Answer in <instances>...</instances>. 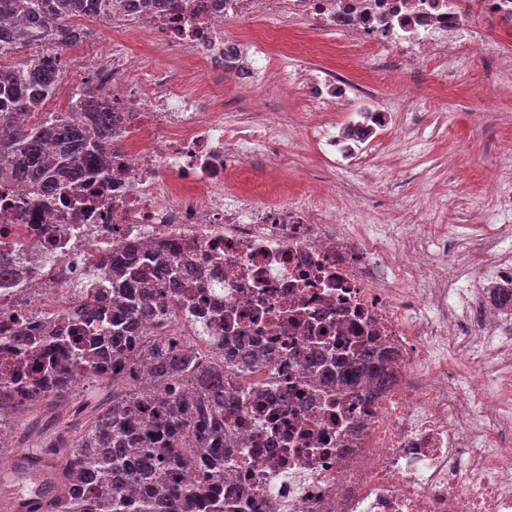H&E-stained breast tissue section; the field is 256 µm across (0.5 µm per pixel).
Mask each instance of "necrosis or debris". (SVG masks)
Masks as SVG:
<instances>
[{
	"mask_svg": "<svg viewBox=\"0 0 512 512\" xmlns=\"http://www.w3.org/2000/svg\"><path fill=\"white\" fill-rule=\"evenodd\" d=\"M158 15L110 19L114 34L145 31L196 77L231 78L250 92L280 69L279 30L242 42L226 27L253 14L296 19L347 37L363 53L379 45L407 66H435L453 86L474 52L495 59L512 88V62L486 22L512 35V0H177ZM117 114L107 180L55 204L12 180L0 183V328L33 329L73 313L81 297L112 294L100 261L161 251L192 256L182 302L143 315L139 333L224 364V389L240 399L226 420L224 497L233 512H512V316L496 298L467 295L460 281L512 288V256L495 240L458 233L447 265L386 221L353 224L335 200L252 184L224 192L228 171L248 174L257 155L303 139L331 169L385 165L377 137L400 115L364 82L329 67L297 71L294 86L318 116L303 129L258 135L225 124L210 93H187L185 75L140 78L134 52L75 55ZM359 103L350 143L327 132L328 111ZM276 194L261 206L256 198ZM459 346L463 362L441 348ZM254 364L245 368L242 356ZM387 359L396 382L382 394L358 367Z\"/></svg>",
	"mask_w": 512,
	"mask_h": 512,
	"instance_id": "4bbe7bcc",
	"label": "necrosis or debris"
}]
</instances>
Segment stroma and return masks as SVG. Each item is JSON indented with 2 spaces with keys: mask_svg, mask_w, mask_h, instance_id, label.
I'll return each mask as SVG.
<instances>
[{
  "mask_svg": "<svg viewBox=\"0 0 512 512\" xmlns=\"http://www.w3.org/2000/svg\"><path fill=\"white\" fill-rule=\"evenodd\" d=\"M323 49L304 54L302 67L328 66L350 80L377 70L371 87L385 101L403 105L418 124L415 130L400 129L381 142L382 149L394 157L388 171L366 166L353 173L332 172L325 159L306 145L284 155L264 156L257 160L248 178L226 181L229 190L241 188L245 181H272L287 184L294 191L327 194L337 201L351 196L363 197L365 213L361 223L371 222L382 212L391 196L402 195L417 210L419 221L434 223L445 215L447 224L474 225V237L490 233L493 224H477L480 210L487 204L481 196L483 182L499 167L495 151L498 140L512 136V90L492 83L482 57H474L465 76L466 90L456 99L440 96L439 76L433 67L413 74L400 60L386 56L379 48L354 58L340 36H322ZM294 120L305 126L310 117L295 87H265L251 93L224 90V121L277 127ZM112 391L110 381L89 384L77 396L44 403L27 409L22 421L9 434L13 448L41 445L45 431L35 425L49 419L55 425L78 422V407L99 400Z\"/></svg>",
  "mask_w": 512,
  "mask_h": 512,
  "instance_id": "stroma-1",
  "label": "stroma"
}]
</instances>
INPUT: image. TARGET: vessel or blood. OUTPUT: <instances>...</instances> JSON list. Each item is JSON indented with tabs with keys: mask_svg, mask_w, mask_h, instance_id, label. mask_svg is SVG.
Returning <instances> with one entry per match:
<instances>
[{
	"mask_svg": "<svg viewBox=\"0 0 512 512\" xmlns=\"http://www.w3.org/2000/svg\"><path fill=\"white\" fill-rule=\"evenodd\" d=\"M53 463L32 449H21L15 462L0 467V512H38L37 495H24L17 486L19 473H26L42 485H49Z\"/></svg>",
	"mask_w": 512,
	"mask_h": 512,
	"instance_id": "obj_1",
	"label": "vessel or blood"
}]
</instances>
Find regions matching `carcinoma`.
<instances>
[{
	"label": "carcinoma",
	"mask_w": 512,
	"mask_h": 512,
	"mask_svg": "<svg viewBox=\"0 0 512 512\" xmlns=\"http://www.w3.org/2000/svg\"><path fill=\"white\" fill-rule=\"evenodd\" d=\"M127 0H0V54L33 42L52 25L54 47L11 68L0 67V178L19 180L49 200L62 181L102 167L112 156L116 120L96 88L80 90L70 114L52 123L17 121L20 112H39L62 79L59 51L81 40L77 16L127 12ZM112 303L85 298L67 332L49 325L39 338L20 326L13 336L0 329V345L29 358L15 380L0 382V457L11 452L4 434L7 417L24 405L35 407L70 393L78 377L112 380V399L90 406L75 438L58 435L46 447L63 457L62 488L41 512H225L224 415L236 399L224 394V369L193 351L171 350L159 336L138 335V315L151 308L139 287L150 272L166 276L172 299L184 287L186 267L161 254L135 260L112 256ZM149 357V385L127 390L131 351ZM374 386L385 391L393 375L381 363L368 364ZM201 470L188 482L182 472Z\"/></svg>",
	"instance_id": "obj_1"
}]
</instances>
